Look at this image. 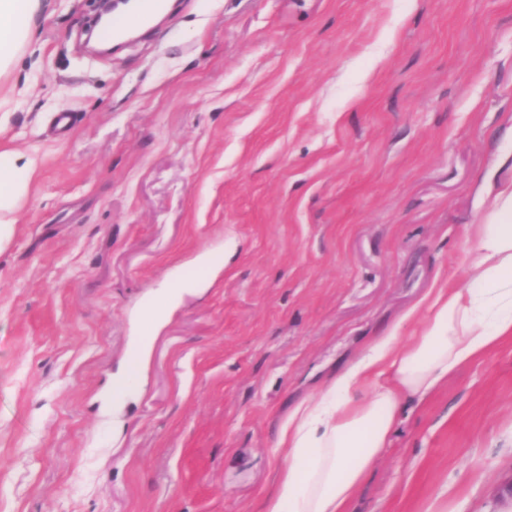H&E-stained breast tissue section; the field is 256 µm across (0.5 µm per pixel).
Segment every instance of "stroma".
Listing matches in <instances>:
<instances>
[{"label":"stroma","instance_id":"stroma-1","mask_svg":"<svg viewBox=\"0 0 512 512\" xmlns=\"http://www.w3.org/2000/svg\"><path fill=\"white\" fill-rule=\"evenodd\" d=\"M96 15L39 0L0 72V153L34 169L0 248V512H260L280 418L467 281L512 181V0H171L108 54ZM201 258L113 428L144 301ZM443 490L512 512V339L408 403L350 512ZM130 371L124 364L112 373V425L123 424L122 414L128 398Z\"/></svg>","mask_w":512,"mask_h":512}]
</instances>
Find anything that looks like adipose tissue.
Segmentation results:
<instances>
[{
	"label": "adipose tissue",
	"instance_id": "1",
	"mask_svg": "<svg viewBox=\"0 0 512 512\" xmlns=\"http://www.w3.org/2000/svg\"><path fill=\"white\" fill-rule=\"evenodd\" d=\"M38 0H0V69L30 37ZM31 167L19 155H0V244L29 190ZM483 223L469 226V285L433 288L422 299L426 322L409 344L397 330L373 337L324 389L282 419L276 440L283 463L261 512H349L357 488L387 448L408 402L423 401L460 368L512 338V182L485 201ZM207 273L165 282L152 293L134 338V359L146 367L152 342L182 290Z\"/></svg>",
	"mask_w": 512,
	"mask_h": 512
}]
</instances>
